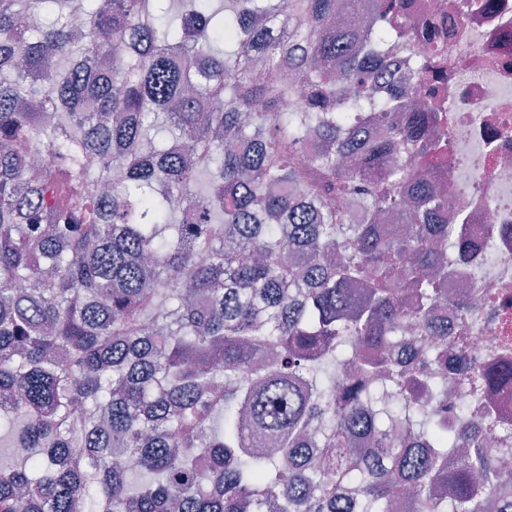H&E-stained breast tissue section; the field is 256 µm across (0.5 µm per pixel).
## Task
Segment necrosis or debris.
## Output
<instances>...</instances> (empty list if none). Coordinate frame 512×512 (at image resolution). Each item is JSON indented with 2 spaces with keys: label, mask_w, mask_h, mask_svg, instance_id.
<instances>
[{
  "label": "necrosis or debris",
  "mask_w": 512,
  "mask_h": 512,
  "mask_svg": "<svg viewBox=\"0 0 512 512\" xmlns=\"http://www.w3.org/2000/svg\"><path fill=\"white\" fill-rule=\"evenodd\" d=\"M469 0H405L412 37L421 40L426 24L443 29L448 55L445 80L435 102L438 121L451 141L449 170L436 173L450 210L461 212L468 231L495 262L482 260L448 282L452 300L480 296L479 323L458 334L480 355L500 353L499 339L512 335V0H495L486 11L468 10ZM466 21H459L460 13Z\"/></svg>",
  "instance_id": "1"
}]
</instances>
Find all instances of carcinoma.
Returning <instances> with one entry per match:
<instances>
[{
  "label": "carcinoma",
  "instance_id": "carcinoma-1",
  "mask_svg": "<svg viewBox=\"0 0 512 512\" xmlns=\"http://www.w3.org/2000/svg\"><path fill=\"white\" fill-rule=\"evenodd\" d=\"M353 8L0 0V512H512L423 49Z\"/></svg>",
  "mask_w": 512,
  "mask_h": 512
}]
</instances>
